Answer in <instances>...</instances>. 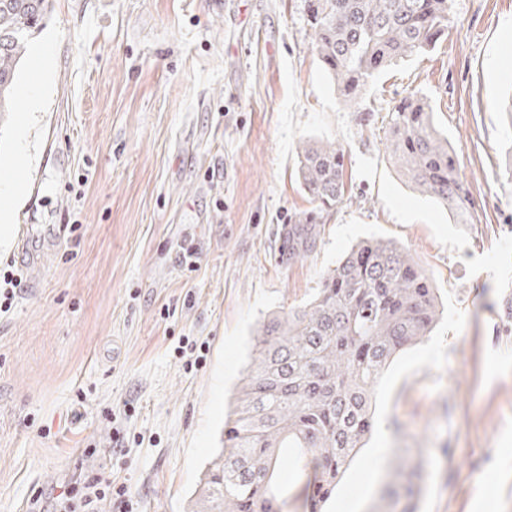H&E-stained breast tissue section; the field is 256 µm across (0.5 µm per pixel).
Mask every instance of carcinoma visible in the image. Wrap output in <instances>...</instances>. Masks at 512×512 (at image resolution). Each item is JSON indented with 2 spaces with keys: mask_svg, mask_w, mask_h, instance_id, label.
I'll return each mask as SVG.
<instances>
[{
  "mask_svg": "<svg viewBox=\"0 0 512 512\" xmlns=\"http://www.w3.org/2000/svg\"><path fill=\"white\" fill-rule=\"evenodd\" d=\"M52 0H0V120L29 38ZM450 0H305L312 45L346 106L388 67L426 53L448 29ZM386 153L421 194L471 223L469 188L428 98L413 93L387 112ZM298 179L318 209L288 225V249L311 252L320 214L344 192V152L308 140ZM438 297L408 250L381 239L352 246L302 306L264 320L255 358L224 425V451L209 462L186 512H282L279 473L292 463L303 512H322L336 480L372 429L371 396L387 365L430 333Z\"/></svg>",
  "mask_w": 512,
  "mask_h": 512,
  "instance_id": "carcinoma-1",
  "label": "carcinoma"
}]
</instances>
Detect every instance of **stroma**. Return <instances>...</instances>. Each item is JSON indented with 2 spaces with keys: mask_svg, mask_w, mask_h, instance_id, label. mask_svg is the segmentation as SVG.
Wrapping results in <instances>:
<instances>
[{
  "mask_svg": "<svg viewBox=\"0 0 512 512\" xmlns=\"http://www.w3.org/2000/svg\"><path fill=\"white\" fill-rule=\"evenodd\" d=\"M42 43L48 68L26 55L0 125V194L20 189L0 268L21 279L0 315V512H50L85 474L126 484L138 512H185L252 331L367 238L407 248L443 313L384 370L324 512H374L421 458L418 512H512V0H452L435 49L381 74L356 110L304 0H53L29 41ZM411 93L457 154L472 223L387 157L383 118ZM308 138L341 146L345 190L314 251L284 263L282 229L314 208L297 179ZM185 336L205 343L201 367L176 357Z\"/></svg>",
  "mask_w": 512,
  "mask_h": 512,
  "instance_id": "stroma-1",
  "label": "stroma"
}]
</instances>
